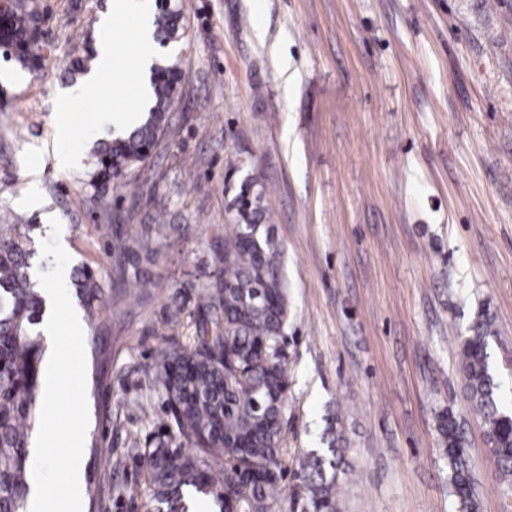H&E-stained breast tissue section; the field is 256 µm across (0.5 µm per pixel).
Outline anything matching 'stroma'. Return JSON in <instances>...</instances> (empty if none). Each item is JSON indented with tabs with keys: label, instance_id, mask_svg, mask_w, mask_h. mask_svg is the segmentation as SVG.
I'll use <instances>...</instances> for the list:
<instances>
[{
	"label": "stroma",
	"instance_id": "35a3bbf8",
	"mask_svg": "<svg viewBox=\"0 0 512 512\" xmlns=\"http://www.w3.org/2000/svg\"><path fill=\"white\" fill-rule=\"evenodd\" d=\"M45 61L0 59V224L62 225L71 266L112 273L116 232L172 224L158 288L112 309L106 372L86 367L97 458L94 512H147L136 452L164 416L146 368L189 343L218 229L248 173L267 189L288 284V469L339 416L348 448L341 512H456L436 414L454 413L478 512H512L482 420L464 396L462 341L480 309L512 406V0H181L185 36L157 49L182 70L173 126L120 192L94 193L85 160L113 96L138 103L133 16L114 17L126 63L110 93L83 97L67 65L98 37L109 0H37ZM76 153V167L57 160ZM37 182L44 207L21 206ZM179 317H172V310ZM151 399L144 415L141 400Z\"/></svg>",
	"mask_w": 512,
	"mask_h": 512
}]
</instances>
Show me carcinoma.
<instances>
[{"mask_svg":"<svg viewBox=\"0 0 512 512\" xmlns=\"http://www.w3.org/2000/svg\"><path fill=\"white\" fill-rule=\"evenodd\" d=\"M40 22L32 0H13L0 17V54L21 68H39L31 37ZM155 38L165 46L183 34L176 0H159ZM182 73L176 64L151 75V105L125 134L102 141L88 163V185L128 186V173L153 155L170 126V104ZM232 222L218 233L209 282L196 292L194 336L161 349L146 374L164 398L166 419L146 440L141 458L157 503L156 512H274L287 468L281 448L288 380V291L280 275L282 248L265 205L264 187L251 178L232 199ZM165 225L120 239L112 248V287L137 299L158 282L148 266L160 254ZM29 224H0V512H20L29 494V431L40 395L43 346L35 327L44 312L43 288L33 273ZM89 322L108 329L101 315L112 300L102 278L82 266L70 274ZM492 318L483 310L464 337L459 362L471 408L486 436L502 478L512 475V409L504 407L490 364ZM450 464L457 512H477L466 448L453 414L437 413ZM326 448L299 460L295 478L312 512H338L336 479L346 465L341 428H328ZM224 457L216 473L212 463Z\"/></svg>","mask_w":512,"mask_h":512,"instance_id":"obj_1","label":"carcinoma"}]
</instances>
